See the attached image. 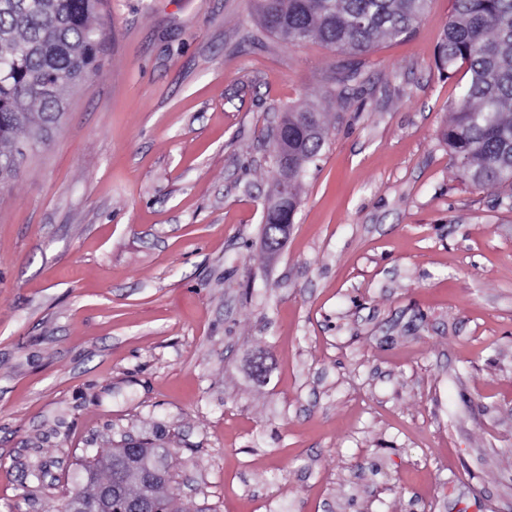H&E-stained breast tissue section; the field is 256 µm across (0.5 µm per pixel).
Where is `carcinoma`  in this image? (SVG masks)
Here are the masks:
<instances>
[{
    "label": "carcinoma",
    "mask_w": 512,
    "mask_h": 512,
    "mask_svg": "<svg viewBox=\"0 0 512 512\" xmlns=\"http://www.w3.org/2000/svg\"><path fill=\"white\" fill-rule=\"evenodd\" d=\"M429 0H257L263 27L297 46L316 39L348 54L368 51L384 37L411 35ZM101 0H0V185L16 178L15 144L26 135L47 141L63 115L62 89L81 83L97 58L101 30L93 23ZM442 71L466 66L452 124L444 139L463 176L479 185L512 188V0H455L452 18L437 49ZM285 111V142L292 163L280 176L294 183L316 158L325 139L312 136ZM112 455L85 469L91 488L114 479ZM139 464L159 468L155 495L170 512L161 490L170 481L156 449Z\"/></svg>",
    "instance_id": "cac0c4a2"
}]
</instances>
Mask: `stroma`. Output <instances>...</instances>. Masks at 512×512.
<instances>
[{
  "label": "stroma",
  "instance_id": "1",
  "mask_svg": "<svg viewBox=\"0 0 512 512\" xmlns=\"http://www.w3.org/2000/svg\"><path fill=\"white\" fill-rule=\"evenodd\" d=\"M452 14L349 55L255 0H102L95 71L0 192V512L132 438L174 512H512V190L443 138ZM293 107L327 138L272 253ZM139 464L142 467L160 468L162 470L163 479L157 485L155 489V495L158 498L159 502L164 507L165 511L163 512H171L168 507L169 501L164 496L161 495V490L170 481V476L167 467L162 464L161 457L158 456L156 448H146L145 451L140 455Z\"/></svg>",
  "mask_w": 512,
  "mask_h": 512
}]
</instances>
